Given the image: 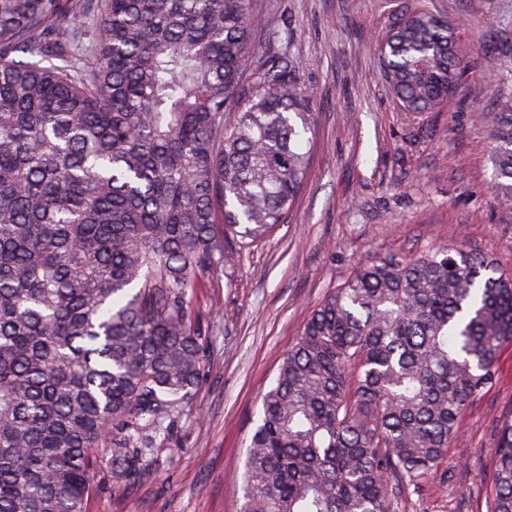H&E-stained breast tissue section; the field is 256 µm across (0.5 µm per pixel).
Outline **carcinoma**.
Returning <instances> with one entry per match:
<instances>
[{
  "label": "carcinoma",
  "instance_id": "obj_1",
  "mask_svg": "<svg viewBox=\"0 0 512 512\" xmlns=\"http://www.w3.org/2000/svg\"><path fill=\"white\" fill-rule=\"evenodd\" d=\"M251 0H0V512H86L94 473L135 485L205 347L192 297L224 236L284 223L313 92L250 64ZM413 112L462 76L454 26L390 28ZM512 203V112H491ZM512 344V276L457 241L359 264L303 324L264 395L240 512H393ZM493 512H512V410Z\"/></svg>",
  "mask_w": 512,
  "mask_h": 512
}]
</instances>
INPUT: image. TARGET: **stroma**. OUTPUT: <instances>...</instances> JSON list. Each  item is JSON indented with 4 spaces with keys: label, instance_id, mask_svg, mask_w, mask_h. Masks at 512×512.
I'll return each instance as SVG.
<instances>
[{
    "label": "stroma",
    "instance_id": "1",
    "mask_svg": "<svg viewBox=\"0 0 512 512\" xmlns=\"http://www.w3.org/2000/svg\"><path fill=\"white\" fill-rule=\"evenodd\" d=\"M258 62L287 59L314 92L310 165L284 224L227 236L221 272L192 298L207 346L152 471L128 489L97 476L86 512H237L261 398L303 323L359 262L448 245L512 275V204L494 188L484 112H512V0H252ZM425 10L459 25L464 74L429 112L405 109L384 74V38ZM512 411V346L458 423L447 483L423 480L398 512H491L496 424Z\"/></svg>",
    "mask_w": 512,
    "mask_h": 512
}]
</instances>
